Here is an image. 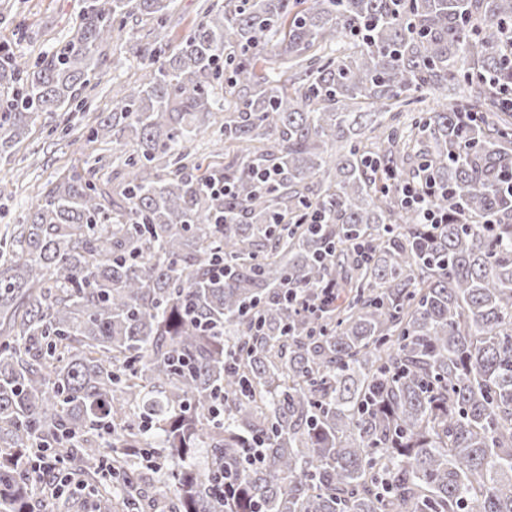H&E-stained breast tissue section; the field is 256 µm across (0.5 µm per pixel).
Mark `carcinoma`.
Wrapping results in <instances>:
<instances>
[{"label": "carcinoma", "mask_w": 512, "mask_h": 512, "mask_svg": "<svg viewBox=\"0 0 512 512\" xmlns=\"http://www.w3.org/2000/svg\"><path fill=\"white\" fill-rule=\"evenodd\" d=\"M172 2L0 46V154ZM511 35L512 0H224L169 54L130 44L140 82L85 135L121 179L65 170L0 231V512H35L36 445L95 512H147L143 454L172 512H512ZM423 177L442 224L405 200ZM147 482L143 485L146 496L151 500L163 501L167 510H172L174 504L173 486L163 471H148ZM169 507V508H168Z\"/></svg>", "instance_id": "obj_1"}]
</instances>
